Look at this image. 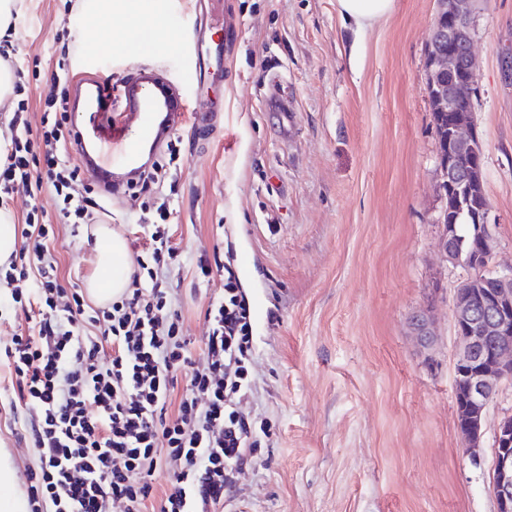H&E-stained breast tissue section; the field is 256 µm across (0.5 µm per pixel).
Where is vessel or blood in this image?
Listing matches in <instances>:
<instances>
[{"mask_svg": "<svg viewBox=\"0 0 512 512\" xmlns=\"http://www.w3.org/2000/svg\"><path fill=\"white\" fill-rule=\"evenodd\" d=\"M193 39V56L178 81L143 64L155 34L142 25L133 27L122 42L120 55L129 66L117 83L94 73L79 82V93L89 107L71 112L70 128L79 137L85 169L104 194L123 197L142 170L144 147L161 149L180 121L190 120L202 135L212 131L214 112L193 107L183 90L223 82L225 46L220 40H205L203 33L194 34Z\"/></svg>", "mask_w": 512, "mask_h": 512, "instance_id": "obj_1", "label": "vessel or blood"}]
</instances>
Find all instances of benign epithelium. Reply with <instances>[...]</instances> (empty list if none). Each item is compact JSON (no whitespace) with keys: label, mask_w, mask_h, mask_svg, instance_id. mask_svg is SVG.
I'll list each match as a JSON object with an SVG mask.
<instances>
[{"label":"benign epithelium","mask_w":512,"mask_h":512,"mask_svg":"<svg viewBox=\"0 0 512 512\" xmlns=\"http://www.w3.org/2000/svg\"><path fill=\"white\" fill-rule=\"evenodd\" d=\"M474 0H439L427 40L426 91L436 112L448 115V141L439 151V194L445 202L438 248L445 261L469 272L456 289L454 326L457 429L466 450L479 456L488 407L500 384L512 381V266L493 272L495 234L483 189L484 150L473 119L477 70ZM475 221L471 245L456 225ZM490 490L497 512H512V412L494 431Z\"/></svg>","instance_id":"obj_1"}]
</instances>
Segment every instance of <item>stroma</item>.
<instances>
[{
	"label": "stroma",
	"mask_w": 512,
	"mask_h": 512,
	"mask_svg": "<svg viewBox=\"0 0 512 512\" xmlns=\"http://www.w3.org/2000/svg\"><path fill=\"white\" fill-rule=\"evenodd\" d=\"M171 40L149 64L179 73L194 48L197 0H167ZM231 27L224 84L190 88L223 100L212 134L189 123L169 198L176 241L194 255L253 256L245 295L262 292L269 320L254 327V396L271 423L224 512H496L489 490L494 427L512 410V382L491 403L479 462L455 423L453 302L464 269L438 250V141L425 90V49L437 0H396L363 31L336 0H224ZM86 0H23L10 32L17 81L0 126L24 108L40 129L63 44L100 45L120 28H88ZM472 34L484 145V189L496 263L512 265V0H476ZM280 90L288 128L264 101ZM95 226L60 227L50 251L61 279L86 288L96 273ZM192 351L222 286L172 273ZM432 335L423 339L415 321ZM0 447L21 493L35 468L0 405Z\"/></svg>",
	"instance_id": "35a3bbf8"
}]
</instances>
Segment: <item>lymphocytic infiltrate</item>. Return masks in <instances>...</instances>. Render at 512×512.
<instances>
[{
	"mask_svg": "<svg viewBox=\"0 0 512 512\" xmlns=\"http://www.w3.org/2000/svg\"><path fill=\"white\" fill-rule=\"evenodd\" d=\"M43 128L22 111L8 123L0 193H54L55 215H28L18 253L0 266V284L21 309H36L30 334L0 332L13 378L8 402L18 439L39 465L26 481V512H224L236 472L269 424L242 406L252 394L251 316L235 269L199 263L197 277L224 274L205 311L208 334L192 354L181 302L169 283L188 259L172 237L161 196L166 165L153 161L134 182L146 238L134 250L126 291L91 306L61 282L48 243L59 226L93 224L112 201L85 185L61 146L69 142L66 95L45 101ZM171 485L156 495L153 475Z\"/></svg>",
	"mask_w": 512,
	"mask_h": 512,
	"instance_id": "lymphocytic-infiltrate-1",
	"label": "lymphocytic infiltrate"
}]
</instances>
